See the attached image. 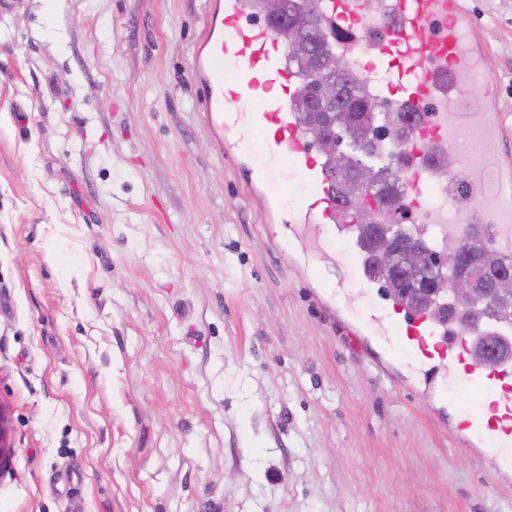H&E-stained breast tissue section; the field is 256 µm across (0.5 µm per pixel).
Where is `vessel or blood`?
Here are the masks:
<instances>
[{
    "instance_id": "1",
    "label": "vessel or blood",
    "mask_w": 512,
    "mask_h": 512,
    "mask_svg": "<svg viewBox=\"0 0 512 512\" xmlns=\"http://www.w3.org/2000/svg\"><path fill=\"white\" fill-rule=\"evenodd\" d=\"M321 28L326 34L336 28L347 32L336 51L361 77L397 69L399 105L419 117L405 149L402 207L440 238H458L476 224H495L512 244V165L488 152L475 161L469 152L470 146L502 137L503 129L496 113L474 117L462 93L487 63L462 0H321ZM287 57L286 40L264 20L258 0H212L193 77L218 141L263 137L270 164L288 162L308 182L310 193L289 222L288 241H313L306 257L315 262L330 256L325 237L348 244L361 231L345 219L330 171L314 158V134L291 108L302 78ZM429 154L469 162L477 184L469 192L467 211L443 196L440 182L453 179V168L435 172L424 162ZM341 260L354 283H368L363 254L348 250ZM367 323L389 351L436 352L448 367L449 384L481 392L491 417L461 419L454 430L460 444L512 447L511 323L495 332L501 352L492 362L477 361L473 339L427 312L404 331L380 309L368 313Z\"/></svg>"
}]
</instances>
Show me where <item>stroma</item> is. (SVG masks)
Listing matches in <instances>:
<instances>
[{
  "mask_svg": "<svg viewBox=\"0 0 512 512\" xmlns=\"http://www.w3.org/2000/svg\"><path fill=\"white\" fill-rule=\"evenodd\" d=\"M466 98L512 133V0H463ZM207 0H0V512H512L458 445L479 410L305 269L260 142L223 151L191 78ZM391 362V373L378 362Z\"/></svg>",
  "mask_w": 512,
  "mask_h": 512,
  "instance_id": "1",
  "label": "stroma"
}]
</instances>
